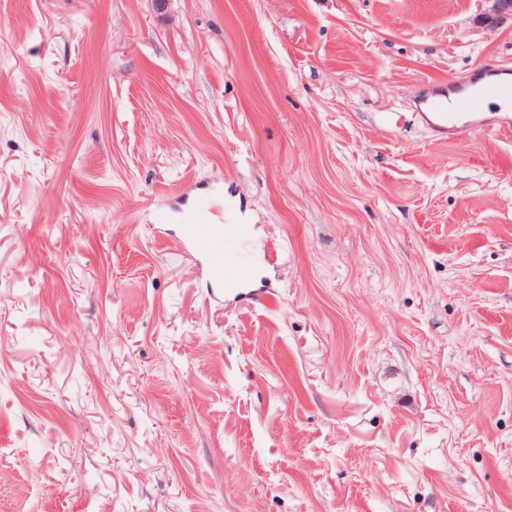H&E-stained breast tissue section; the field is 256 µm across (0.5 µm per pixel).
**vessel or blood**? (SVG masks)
<instances>
[{"label": "vessel or blood", "mask_w": 512, "mask_h": 512, "mask_svg": "<svg viewBox=\"0 0 512 512\" xmlns=\"http://www.w3.org/2000/svg\"><path fill=\"white\" fill-rule=\"evenodd\" d=\"M512 103V67L476 70L469 86L424 88L417 100L416 117L443 139L456 140L464 132L491 128L503 133L512 131L511 112H480L479 100ZM193 213L184 229L193 252L211 256L208 269L214 287L224 285V227L210 221L213 201L209 191L193 195Z\"/></svg>", "instance_id": "b4317fda"}]
</instances>
